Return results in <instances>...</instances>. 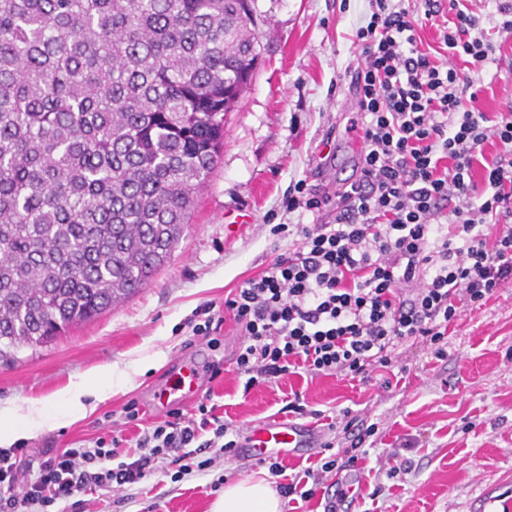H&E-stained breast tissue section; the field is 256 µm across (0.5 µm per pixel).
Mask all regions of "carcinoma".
<instances>
[{
	"label": "carcinoma",
	"mask_w": 512,
	"mask_h": 512,
	"mask_svg": "<svg viewBox=\"0 0 512 512\" xmlns=\"http://www.w3.org/2000/svg\"><path fill=\"white\" fill-rule=\"evenodd\" d=\"M253 0H0V359L150 282L260 62Z\"/></svg>",
	"instance_id": "obj_1"
}]
</instances>
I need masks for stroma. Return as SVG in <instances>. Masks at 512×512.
I'll use <instances>...</instances> for the list:
<instances>
[{"mask_svg": "<svg viewBox=\"0 0 512 512\" xmlns=\"http://www.w3.org/2000/svg\"><path fill=\"white\" fill-rule=\"evenodd\" d=\"M475 5L498 61L457 67L479 90L476 108L499 112L512 105V34L500 29V9L512 7V0ZM254 7L261 61L224 117V151L170 261L118 306L0 362V407L40 400L55 412L70 381L111 368V389L89 398L85 418L50 420L23 440L27 459L38 462L108 434L131 401L144 423L167 420L169 407L155 406L154 395L174 362L191 361L200 372L199 399L220 405L237 441L265 422L286 419L316 442L277 456L278 477L268 463L242 454L178 482L155 476L128 499L112 490L80 494L66 512H210L217 480L258 474L275 485L319 468V445L349 444L343 432L329 428L346 411L378 426L352 469L362 483L355 512H512V284L450 326L446 359L407 343L392 371L375 372L366 384L300 372L248 390L232 363L241 341L237 328L207 337L193 333L204 307L223 316L229 291L287 252L291 241L275 225L330 219L327 210L319 216L288 211L290 185L303 179L332 198L357 175L360 150L349 127L359 59L355 34L370 18L368 0H255ZM296 395L308 415L289 411ZM394 465L399 472L393 476Z\"/></svg>", "mask_w": 512, "mask_h": 512, "instance_id": "35a3bbf8", "label": "stroma"}]
</instances>
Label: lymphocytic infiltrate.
I'll return each instance as SVG.
<instances>
[{"instance_id": "obj_1", "label": "lymphocytic infiltrate", "mask_w": 512, "mask_h": 512, "mask_svg": "<svg viewBox=\"0 0 512 512\" xmlns=\"http://www.w3.org/2000/svg\"><path fill=\"white\" fill-rule=\"evenodd\" d=\"M370 2L356 31L351 123L361 175L337 191L332 222L277 225L291 248L224 299L242 332L234 364L249 388L299 368L366 380L409 341L444 359L449 326L512 282V108H465L474 83L454 67L463 57L496 60L480 14L466 0L447 9L422 0L440 31L436 61L419 48L402 0ZM490 141L499 151L474 180ZM228 432L216 405L201 402L186 421L144 427L121 462L119 433L58 452L33 474L24 448H0V512H49L92 488L127 489L193 446L205 454L197 471L207 472L233 448Z\"/></svg>"}]
</instances>
